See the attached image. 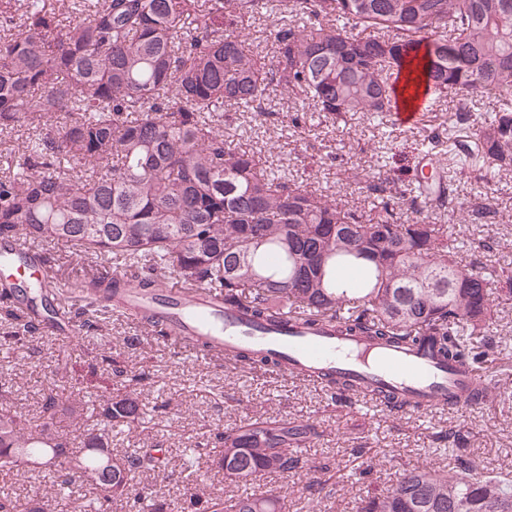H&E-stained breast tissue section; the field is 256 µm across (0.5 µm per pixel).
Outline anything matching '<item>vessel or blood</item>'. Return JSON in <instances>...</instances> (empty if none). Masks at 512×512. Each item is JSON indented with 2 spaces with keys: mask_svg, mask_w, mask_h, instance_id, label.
I'll list each match as a JSON object with an SVG mask.
<instances>
[{
  "mask_svg": "<svg viewBox=\"0 0 512 512\" xmlns=\"http://www.w3.org/2000/svg\"><path fill=\"white\" fill-rule=\"evenodd\" d=\"M0 268L8 272L9 284L17 288L49 280L46 267L34 260L24 243L0 250ZM146 305L156 312L168 335L186 332L204 337L217 356L257 349L271 354L283 375L318 381L323 374L342 373L354 385L376 392L396 389L422 409L447 401L458 411L469 410V403L460 401L459 396L480 378L474 369L442 362L427 343L413 350L368 345L355 337L309 329L300 320L267 329L221 305L188 301L175 288L130 303L134 309Z\"/></svg>",
  "mask_w": 512,
  "mask_h": 512,
  "instance_id": "1",
  "label": "vessel or blood"
}]
</instances>
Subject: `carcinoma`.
<instances>
[{"mask_svg":"<svg viewBox=\"0 0 512 512\" xmlns=\"http://www.w3.org/2000/svg\"><path fill=\"white\" fill-rule=\"evenodd\" d=\"M19 22L0 34V133L44 115L68 119L53 135L26 141L22 162L0 177V241H65L76 254H109L139 272L93 276L86 295L119 298L168 287L214 295L224 308L269 327L289 318L393 345L429 343L447 360L475 366L492 340L493 290L512 296V271L468 259L498 243L473 244L442 224L394 213L387 177L351 173L380 215L340 195L301 188L263 168L255 153L224 140V107L255 121L292 97L300 111L336 119L394 112L399 94L419 91L462 101L457 122L477 152L438 133L422 147L448 178V190L418 184L437 209L458 210L460 224H494L496 173L512 170V111L484 116L467 102L512 91V0H17ZM276 4L263 54L238 22ZM363 34L348 32L350 23ZM474 175L472 200L457 205L454 185ZM242 368H272L241 352ZM124 377L125 393L106 401L109 425L142 423L143 372ZM82 403L44 395L40 423L0 410V472L36 469L67 484L75 476L97 498H126L145 512L133 474L167 467L156 448L112 455L93 431L74 435L68 418ZM318 432L286 419H256L214 435L216 466L239 486L304 462ZM84 447L68 448L76 439ZM421 465L396 485L368 494L356 512H512V477ZM120 475L112 479V473ZM38 483L27 495L0 496V512H56ZM203 512H286L275 490L215 498Z\"/></svg>","mask_w":512,"mask_h":512,"instance_id":"obj_1","label":"carcinoma"}]
</instances>
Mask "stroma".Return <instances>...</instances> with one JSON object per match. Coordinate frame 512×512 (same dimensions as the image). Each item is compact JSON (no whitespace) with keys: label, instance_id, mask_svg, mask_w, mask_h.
I'll return each mask as SVG.
<instances>
[{"label":"stroma","instance_id":"obj_1","mask_svg":"<svg viewBox=\"0 0 512 512\" xmlns=\"http://www.w3.org/2000/svg\"><path fill=\"white\" fill-rule=\"evenodd\" d=\"M459 103L431 99L418 125L402 126L392 117L376 123L361 114L346 115L333 124L322 112H296L292 100H282L265 122L264 137L250 136L248 112H230L224 139L233 147L256 153L267 169L285 174L292 182L329 196L348 193L354 170L383 171L394 178L398 192L414 186L421 142L434 132L455 124ZM387 137L389 151L377 159L373 147ZM498 219L474 224L477 238L498 242L500 249L490 263H512V171L498 174L494 186ZM349 201L370 208L365 194L348 193ZM55 284L57 303L71 314L78 328L74 340L42 328L25 334L23 343L13 337L19 324L0 315V395L4 403L27 423H37L42 399L49 389L75 395L85 404L77 427L106 432L107 446L122 453L152 442L162 445L167 470L135 475L133 484L158 504L178 503L185 512L189 493L201 500L228 498L234 488L225 486L211 457L194 461L199 475L193 489H186L175 469L193 448L227 425H243L258 416L285 418L320 425L325 435L308 450L315 469L288 474H268L259 484L281 491L288 512H353L356 501L369 493L393 487L403 470L430 464L455 474L460 465L440 433L458 431L468 442L466 455L480 470L512 472V298H498L493 329L496 344L477 370L500 389V397L467 413L456 410L392 412L378 402L362 399L331 401L327 388L313 381L291 379L267 369L244 371L218 358L179 347L164 337L148 334L132 317L116 310L89 305L80 293L81 281L100 273H113L111 256L77 257L66 243L43 244ZM22 332V331H21ZM120 358L150 370L137 396L144 412L142 429L129 432L105 430L100 404L105 396L123 389L109 367L108 358ZM329 469L332 478L317 494L306 487Z\"/></svg>","mask_w":512,"mask_h":512}]
</instances>
